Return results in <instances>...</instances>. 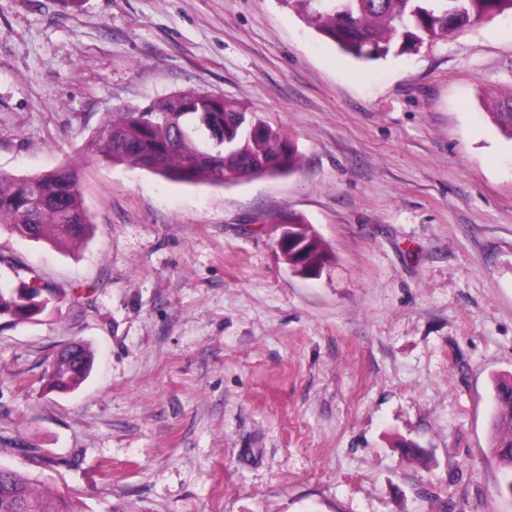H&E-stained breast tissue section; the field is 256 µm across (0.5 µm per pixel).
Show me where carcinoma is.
<instances>
[{"label": "carcinoma", "mask_w": 512, "mask_h": 512, "mask_svg": "<svg viewBox=\"0 0 512 512\" xmlns=\"http://www.w3.org/2000/svg\"><path fill=\"white\" fill-rule=\"evenodd\" d=\"M296 11L344 53L380 60L418 51L425 42L512 14V0H279ZM494 118L512 140V97ZM262 129L250 133L251 125ZM86 151L112 164H128L173 182H208L292 172L298 146L283 131L248 113L239 103L189 89L145 108L131 107L107 120ZM288 265L316 276L329 260L324 242L303 218L288 216ZM55 248L81 245L93 235L77 168L65 165L39 174H0V230ZM33 284L0 280V320L31 321ZM94 353L75 342L66 346L44 376L45 385L75 390L90 374ZM496 416L491 448L512 487V376L495 387ZM0 512H81L75 497L60 498L25 473L0 472Z\"/></svg>", "instance_id": "cac0c4a2"}]
</instances>
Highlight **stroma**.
<instances>
[{"instance_id":"1","label":"stroma","mask_w":512,"mask_h":512,"mask_svg":"<svg viewBox=\"0 0 512 512\" xmlns=\"http://www.w3.org/2000/svg\"><path fill=\"white\" fill-rule=\"evenodd\" d=\"M187 89L295 139L299 168L182 185L83 146ZM512 19L355 59L279 0H0V173L78 166L95 233L9 232L71 295L0 325V466L81 512H512ZM303 217L329 260L291 272ZM95 353L74 391L57 352ZM412 441L426 456H406ZM79 351V360L74 361V354ZM94 363V353L90 346L82 342L66 346L54 361L51 371L44 376L45 385L62 392L75 390L90 374ZM496 416L491 424V448L503 470L506 486L512 487V376L495 387Z\"/></svg>"}]
</instances>
